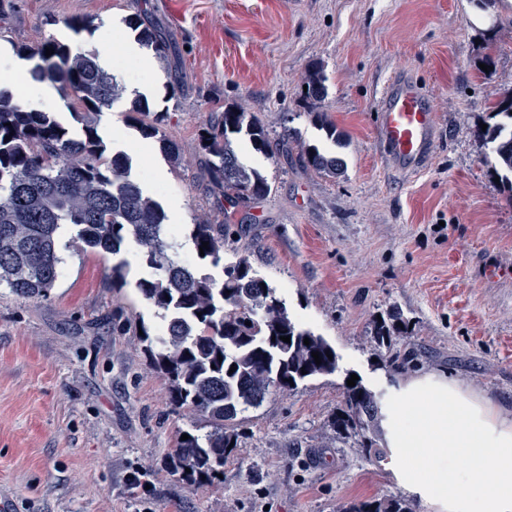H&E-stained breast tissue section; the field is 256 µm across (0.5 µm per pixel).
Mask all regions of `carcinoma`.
<instances>
[{
  "instance_id": "cac0c4a2",
  "label": "carcinoma",
  "mask_w": 512,
  "mask_h": 512,
  "mask_svg": "<svg viewBox=\"0 0 512 512\" xmlns=\"http://www.w3.org/2000/svg\"><path fill=\"white\" fill-rule=\"evenodd\" d=\"M138 40L165 57L166 40L156 29L141 23L137 14L127 19ZM54 54L45 55V49ZM19 54L38 58L30 71L37 83L60 84L81 109L83 135L69 134L49 112L22 103L0 88V287L24 299L45 298L55 287L62 258L59 237L71 229L90 248L117 255L129 238L140 247L151 274L137 287L143 299L158 310L164 324L147 347L150 364L168 381L174 403L205 416L212 430L178 440L171 467L191 485L210 483L224 469V461L240 445L238 414L260 404L275 389L285 392L306 379L331 374L337 368L332 346L321 336L302 328L290 315L276 289L257 277L243 257L224 268L217 282L197 265L181 259L182 245L171 236L161 204L130 177L131 159L124 154L107 157L108 147L99 135L96 117L123 93L98 62L92 50L73 49L53 38L31 49L18 46ZM306 95L322 100L325 79L314 68L304 77ZM141 98L132 102L131 120L145 139L159 133L163 116L147 122ZM499 121L476 129L474 136L491 146L492 170L512 192V94L499 102ZM326 139L344 146L336 124L318 116ZM248 138L252 149L268 157L273 148L288 142L296 131L288 126L274 133L253 113L226 108L200 129L199 148L208 155L213 182L224 189L230 207H242L268 195L271 184L257 169L240 161L232 135ZM169 163L181 164L179 144L160 139ZM308 166L330 177L343 172L341 159L311 145L302 146ZM224 223L193 225L191 242L201 261L217 265L224 254ZM208 249L202 251V243ZM400 313L373 322L372 336L379 363L400 367L415 354L389 357L382 348L405 332ZM290 337V342L280 337ZM310 344H304V339ZM317 352L321 364L312 353ZM235 371H230L231 367ZM379 396L361 383L343 386V406L331 421L336 437L359 436L362 447L378 456L373 438L379 415ZM342 512H412L402 498H386L344 508Z\"/></svg>"
}]
</instances>
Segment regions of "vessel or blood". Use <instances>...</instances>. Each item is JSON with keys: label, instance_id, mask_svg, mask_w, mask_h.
<instances>
[{"label": "vessel or blood", "instance_id": "obj_1", "mask_svg": "<svg viewBox=\"0 0 512 512\" xmlns=\"http://www.w3.org/2000/svg\"><path fill=\"white\" fill-rule=\"evenodd\" d=\"M377 140L391 169L404 176L421 171L436 134V115L421 83L407 71L383 86L377 104Z\"/></svg>", "mask_w": 512, "mask_h": 512}]
</instances>
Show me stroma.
Segmentation results:
<instances>
[{"instance_id":"35a3bbf8","label":"stroma","mask_w":512,"mask_h":512,"mask_svg":"<svg viewBox=\"0 0 512 512\" xmlns=\"http://www.w3.org/2000/svg\"><path fill=\"white\" fill-rule=\"evenodd\" d=\"M9 2L0 47L60 37L73 16L94 23L69 39L86 49L107 17L136 14L169 35L154 73L117 64L121 86L155 85L145 106L164 114L159 131L180 145L181 165L158 181L134 158L141 136L129 95L102 113L98 130L111 153L133 157L132 177L160 203L181 200L183 218L169 229L185 255L198 220L224 218L197 133L225 107L242 106L272 130L289 119L306 144L346 163L332 178L305 167L294 147L272 160L250 152L272 191L237 210L224 261L248 257L291 316L334 348L337 369L241 413V445L212 483L192 486L170 469L180 432L211 425L175 406L150 365L141 330L160 318L137 288L149 270L134 242L120 253L135 262L122 282L109 276L112 256L66 235L49 298L0 289V495L16 512H336L404 494L386 461L330 427L347 377L379 393L435 372L512 396V193L473 136L512 92V0L483 12L470 0ZM314 67L327 95L312 102L303 78ZM398 71L425 85L437 115L429 161L413 177L390 169L375 133L380 92ZM320 113L344 131L345 147L326 140ZM393 309L408 324L394 351L417 353L403 370L375 363L369 336ZM135 469L149 490L129 484Z\"/></svg>"}]
</instances>
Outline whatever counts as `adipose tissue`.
Returning a JSON list of instances; mask_svg holds the SVG:
<instances>
[{
	"instance_id": "1",
	"label": "adipose tissue",
	"mask_w": 512,
	"mask_h": 512,
	"mask_svg": "<svg viewBox=\"0 0 512 512\" xmlns=\"http://www.w3.org/2000/svg\"><path fill=\"white\" fill-rule=\"evenodd\" d=\"M98 62L133 60L146 73L155 60L135 39L102 28ZM383 445L398 484L434 512H512V405L428 373L386 389Z\"/></svg>"
}]
</instances>
